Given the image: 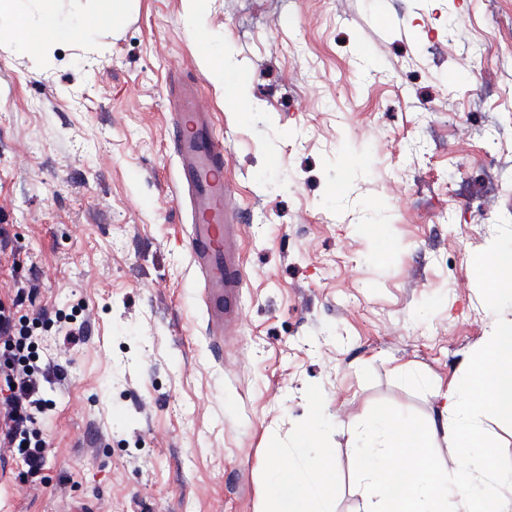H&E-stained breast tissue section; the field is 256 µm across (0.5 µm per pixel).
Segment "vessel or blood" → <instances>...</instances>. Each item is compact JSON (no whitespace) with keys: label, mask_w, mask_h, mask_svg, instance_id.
<instances>
[{"label":"vessel or blood","mask_w":512,"mask_h":512,"mask_svg":"<svg viewBox=\"0 0 512 512\" xmlns=\"http://www.w3.org/2000/svg\"><path fill=\"white\" fill-rule=\"evenodd\" d=\"M195 94L194 86L182 88L169 139L177 159V188L190 205L185 236L203 288L207 328L220 345L235 320L242 277L224 208V149L211 114L197 110Z\"/></svg>","instance_id":"b4317fda"}]
</instances>
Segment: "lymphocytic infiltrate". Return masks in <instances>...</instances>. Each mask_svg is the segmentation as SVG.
I'll return each mask as SVG.
<instances>
[{
	"label": "lymphocytic infiltrate",
	"instance_id": "obj_1",
	"mask_svg": "<svg viewBox=\"0 0 512 512\" xmlns=\"http://www.w3.org/2000/svg\"><path fill=\"white\" fill-rule=\"evenodd\" d=\"M37 291L34 278L15 277L10 294L0 297V447L12 449L27 478L41 479L49 442L40 423L52 402L45 389L62 380L57 365L41 360L34 331L37 325L55 323L58 335L75 334L69 318L41 311L28 319L21 310Z\"/></svg>",
	"mask_w": 512,
	"mask_h": 512
}]
</instances>
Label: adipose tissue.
Wrapping results in <instances>:
<instances>
[{
    "label": "adipose tissue",
    "mask_w": 512,
    "mask_h": 512,
    "mask_svg": "<svg viewBox=\"0 0 512 512\" xmlns=\"http://www.w3.org/2000/svg\"><path fill=\"white\" fill-rule=\"evenodd\" d=\"M130 0H107L105 8L89 7L66 13L54 0H0V24L16 34L15 48L32 69H42L57 47L74 31L91 35L103 18L123 16ZM473 266L495 300L501 275L512 269V250L492 248L474 259ZM438 422L427 427L395 424L382 410H374L361 432L366 446L357 457L363 484L360 512H512V500L498 487L504 476L483 454L487 440L480 417L512 421V320L498 322L469 363L466 374L442 395ZM319 409H311L303 435L295 446L296 459L285 471H276L268 506L260 512H329L334 489L330 449L309 456ZM459 448L466 465L458 471L440 463L437 438ZM485 485L481 496L470 497V479Z\"/></svg>",
    "instance_id": "adipose-tissue-1"
}]
</instances>
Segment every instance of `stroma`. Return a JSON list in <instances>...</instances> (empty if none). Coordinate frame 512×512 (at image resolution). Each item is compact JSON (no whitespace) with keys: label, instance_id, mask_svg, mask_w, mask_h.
I'll return each instance as SVG.
<instances>
[{"label":"stroma","instance_id":"35a3bbf8","mask_svg":"<svg viewBox=\"0 0 512 512\" xmlns=\"http://www.w3.org/2000/svg\"><path fill=\"white\" fill-rule=\"evenodd\" d=\"M40 72L0 38V224L64 381L44 481L0 451V512H256L318 393L331 512H359L372 410L431 424L512 292V0H137ZM211 46L223 74L204 56ZM199 85L227 151L240 316L205 332L168 98ZM473 267L486 285V296L493 302L501 289V275L512 269V250L491 247L489 251L473 260Z\"/></svg>","mask_w":512,"mask_h":512}]
</instances>
